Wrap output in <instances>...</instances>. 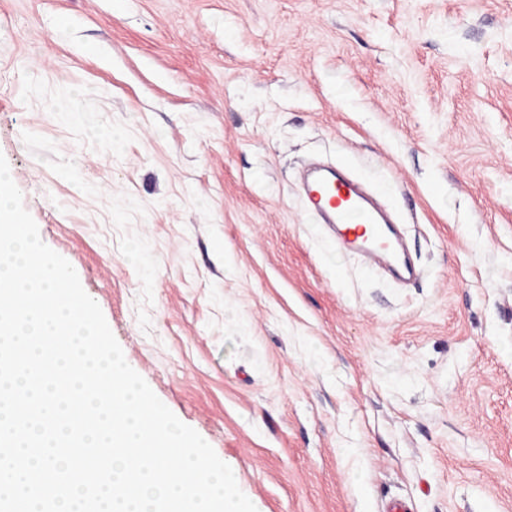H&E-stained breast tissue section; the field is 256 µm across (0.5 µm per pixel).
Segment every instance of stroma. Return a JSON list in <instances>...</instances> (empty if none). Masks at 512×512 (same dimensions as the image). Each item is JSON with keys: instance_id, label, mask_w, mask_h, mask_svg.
Here are the masks:
<instances>
[{"instance_id": "1", "label": "stroma", "mask_w": 512, "mask_h": 512, "mask_svg": "<svg viewBox=\"0 0 512 512\" xmlns=\"http://www.w3.org/2000/svg\"><path fill=\"white\" fill-rule=\"evenodd\" d=\"M0 154L257 512H512V0H0ZM315 158L416 283L337 252ZM303 197L317 224L333 230L336 248L383 265L398 280L416 276L399 225L347 167L313 169L304 180Z\"/></svg>"}]
</instances>
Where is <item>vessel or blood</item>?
Returning <instances> with one entry per match:
<instances>
[{
	"label": "vessel or blood",
	"mask_w": 512,
	"mask_h": 512,
	"mask_svg": "<svg viewBox=\"0 0 512 512\" xmlns=\"http://www.w3.org/2000/svg\"><path fill=\"white\" fill-rule=\"evenodd\" d=\"M303 197L315 221L332 229L337 248L384 266L396 279L415 277L398 224L347 167L313 169L304 180Z\"/></svg>",
	"instance_id": "vessel-or-blood-1"
}]
</instances>
